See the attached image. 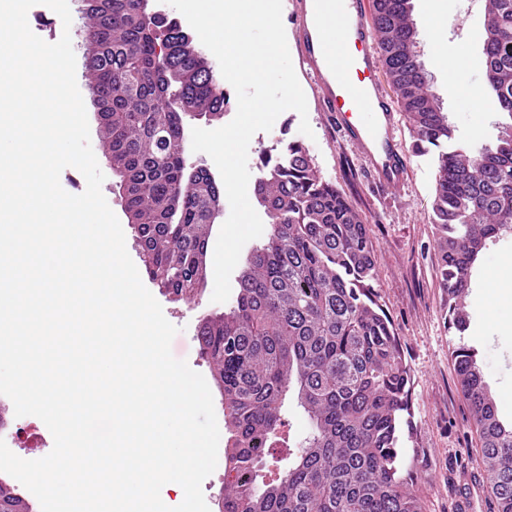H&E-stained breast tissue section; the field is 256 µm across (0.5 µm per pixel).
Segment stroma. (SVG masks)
<instances>
[{
	"instance_id": "stroma-1",
	"label": "stroma",
	"mask_w": 512,
	"mask_h": 512,
	"mask_svg": "<svg viewBox=\"0 0 512 512\" xmlns=\"http://www.w3.org/2000/svg\"><path fill=\"white\" fill-rule=\"evenodd\" d=\"M485 0H444L442 29L432 35L422 17L423 0H411V19L421 50L420 60L428 82L447 113L461 143L482 146L494 143L502 116L497 111H479L474 92L486 88L483 55ZM55 13L44 5L28 12L31 30L52 43L70 33L73 45H80L83 25L80 13H73L70 27L56 22ZM456 60L453 79H446L435 64L437 54ZM307 97L312 136L299 131L297 112H283L270 131L257 132L248 150L251 177H259L265 155H279L283 144L296 140L303 144L319 176L336 186L350 201L369 228L377 259V284L380 302L389 315L412 375L411 433L403 434L402 446L417 453L413 488L424 502L426 512H493L494 504L480 495L471 510H464L460 493L474 482L485 485L486 478L472 461L470 450L477 437L469 407L463 398L450 356L458 339L474 344L478 361L502 419L512 421V359L505 347L512 345V304L502 300H480L489 271L502 260L512 259V236L488 242L471 272L467 310L472 325L465 336L448 328L446 296L438 272V243L433 224V201L437 179L436 152L414 155L410 175L397 190L383 194L376 190L357 149L342 139L313 95L310 84H303ZM98 164L105 175L103 195L119 221L124 224L126 247L131 258H138L134 231L126 223L125 202L120 178L105 155ZM213 279H206L195 303L171 299L156 284L148 289L161 304L167 320L178 333L171 344L176 358L202 375L210 370L200 354L196 338L203 316L223 312L224 304L212 302ZM491 323L496 341L475 338V325ZM18 418V417H17ZM19 425L30 426L25 439L8 441L18 457L33 460L46 456L53 448V436L37 417L18 418Z\"/></svg>"
}]
</instances>
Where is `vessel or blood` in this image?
<instances>
[{"label":"vessel or blood","mask_w":512,"mask_h":512,"mask_svg":"<svg viewBox=\"0 0 512 512\" xmlns=\"http://www.w3.org/2000/svg\"><path fill=\"white\" fill-rule=\"evenodd\" d=\"M367 0H297L300 61L320 105L368 161L375 185L400 187L408 161L393 137L394 110L375 74L381 55Z\"/></svg>","instance_id":"b4317fda"}]
</instances>
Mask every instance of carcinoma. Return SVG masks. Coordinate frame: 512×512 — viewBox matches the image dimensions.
Returning <instances> with one entry per match:
<instances>
[{
  "instance_id": "carcinoma-1",
  "label": "carcinoma",
  "mask_w": 512,
  "mask_h": 512,
  "mask_svg": "<svg viewBox=\"0 0 512 512\" xmlns=\"http://www.w3.org/2000/svg\"><path fill=\"white\" fill-rule=\"evenodd\" d=\"M86 78L105 155L123 187L149 278L190 303L207 270L212 206L224 190L207 169L188 174L180 145L188 109L220 119L224 94L177 25L158 39L137 0H82ZM483 54L499 112L511 123L475 151L454 140L423 75L408 63V0H375L374 26L417 140L439 148L433 203L449 323L467 330L471 269L486 243L512 233V0H485ZM269 231L239 279L235 303L201 320L197 339L221 393L228 437L219 512H423L415 459L402 447L410 368L374 289L367 224L288 143L254 184ZM455 372L496 512H512V424L498 416L476 347L457 344ZM310 422L298 444L280 433L287 394ZM0 512H32L0 479Z\"/></svg>"
}]
</instances>
